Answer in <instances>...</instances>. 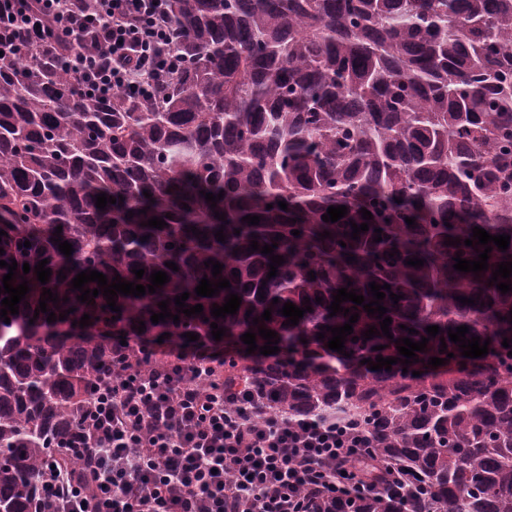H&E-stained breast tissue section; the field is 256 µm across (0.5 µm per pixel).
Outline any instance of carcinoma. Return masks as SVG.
<instances>
[{
    "label": "carcinoma",
    "mask_w": 512,
    "mask_h": 512,
    "mask_svg": "<svg viewBox=\"0 0 512 512\" xmlns=\"http://www.w3.org/2000/svg\"><path fill=\"white\" fill-rule=\"evenodd\" d=\"M169 11L183 66L146 98L74 91L57 47L0 57V260L17 262L12 285L31 288L10 323L0 319V512H50L40 494L45 461L73 432L94 436L87 416L102 378L119 386L134 363L170 369L142 352L166 332L171 342L193 332L230 347L222 368L196 385H222L231 408L252 403L257 427L269 417L360 421L369 457L388 475L368 490L321 497L314 512H512V291L488 285L498 263L512 262V243L504 252L489 243L488 270L477 276L452 260L484 251L463 244L476 226L512 236V0H170ZM202 190L223 199L213 208ZM102 192L116 198L104 210L95 205ZM338 205L347 215L323 221ZM363 208L373 219H362ZM246 215L261 220L250 225ZM154 216L167 226H143ZM353 222L369 226L357 240L348 236ZM222 225L223 243L215 238ZM58 226L74 248L69 258L53 241ZM324 231L331 236L319 237ZM254 234L285 259L271 279L269 255L247 251ZM450 236L462 244H444ZM27 240L30 248L18 247ZM394 247L400 256L391 258ZM414 257L424 265L405 264ZM43 259L52 270L45 285L23 273V263ZM208 259L221 274L212 276ZM87 269L144 286L162 270L169 282L154 294L115 296L118 314L101 293L77 300L71 281ZM204 277L231 288L199 297ZM372 281L391 285L381 305L393 338L361 340L380 320L344 301L359 318L343 352L328 349L332 334L317 339L320 326L349 320L330 316L333 291L349 286L368 303ZM45 288L59 302L36 318ZM184 292L185 308L201 304L203 314L151 321L163 300L177 314ZM391 292L403 299L393 302ZM231 293L242 297L236 314L211 316ZM307 297L312 311L284 325V303L301 308ZM70 308L67 319L47 322ZM85 314L90 325L72 326ZM212 322L225 329L218 342ZM431 325L440 333L416 353L419 363L461 354L448 337L461 325L466 338L490 340L488 354L419 376L412 364H361L400 357L395 340L418 342ZM260 327L277 333V353L246 354L242 334L256 333L261 347Z\"/></svg>",
    "instance_id": "cac0c4a2"
}]
</instances>
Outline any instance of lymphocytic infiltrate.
I'll use <instances>...</instances> for the list:
<instances>
[{
	"label": "lymphocytic infiltrate",
	"mask_w": 512,
	"mask_h": 512,
	"mask_svg": "<svg viewBox=\"0 0 512 512\" xmlns=\"http://www.w3.org/2000/svg\"><path fill=\"white\" fill-rule=\"evenodd\" d=\"M93 2L80 11L73 0H0V52L63 45L84 93L140 96L176 73L166 0ZM174 358L171 374L101 395L86 469L58 471L49 488L57 512H312L314 497L368 480L364 434L280 418L251 426L245 411L225 410L223 389L196 387L212 351L182 347Z\"/></svg>",
	"instance_id": "f902f5d3"
}]
</instances>
